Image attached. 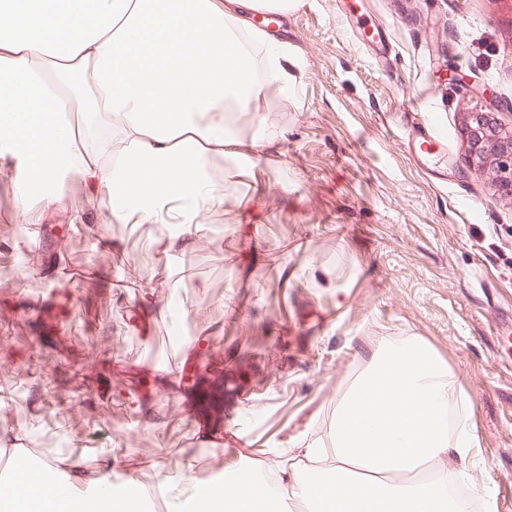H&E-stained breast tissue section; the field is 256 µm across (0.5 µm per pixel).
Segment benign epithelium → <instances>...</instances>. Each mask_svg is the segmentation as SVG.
Wrapping results in <instances>:
<instances>
[{
	"label": "benign epithelium",
	"instance_id": "7a95c632",
	"mask_svg": "<svg viewBox=\"0 0 512 512\" xmlns=\"http://www.w3.org/2000/svg\"><path fill=\"white\" fill-rule=\"evenodd\" d=\"M469 169L494 175L497 190L512 196V131L498 124L487 112H470L464 123Z\"/></svg>",
	"mask_w": 512,
	"mask_h": 512
}]
</instances>
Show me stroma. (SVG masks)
Masks as SVG:
<instances>
[{
    "instance_id": "obj_1",
    "label": "stroma",
    "mask_w": 512,
    "mask_h": 512,
    "mask_svg": "<svg viewBox=\"0 0 512 512\" xmlns=\"http://www.w3.org/2000/svg\"><path fill=\"white\" fill-rule=\"evenodd\" d=\"M297 0L275 33L300 63L296 90L268 102L284 138L256 166L231 167L224 205L205 211L193 279L155 288L154 226L110 224L103 241L82 228L99 224L109 200L80 174L66 201L42 210L40 187L27 202L15 192L13 161L0 157V388L25 376L14 417L42 415L29 448L54 454L75 441L86 458L111 449L134 463L144 489L160 474L195 462L196 481L220 470L237 477L231 449L241 442L224 421L243 423L265 470L272 447L300 432L327 435L336 402L387 341L418 337L434 348L469 399L452 408L476 436L466 460L440 471L465 472L455 500L474 512H512V352L497 326L512 320V198L465 162L464 113L494 102L512 128V0ZM382 29V44L360 41L361 24ZM470 88L452 82V75ZM488 96H481V89ZM429 117L447 155L417 161L405 133ZM76 279L48 285L46 265ZM293 270L290 282L278 276ZM153 291L146 311L153 347L124 319L130 298ZM186 305L184 333L211 327L225 377L250 357L246 386L225 391L216 408L180 402L185 385L164 388L140 364L167 355L159 313ZM225 435L223 447L199 442L200 425Z\"/></svg>"
}]
</instances>
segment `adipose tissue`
I'll return each instance as SVG.
<instances>
[{
  "label": "adipose tissue",
  "instance_id": "adipose-tissue-1",
  "mask_svg": "<svg viewBox=\"0 0 512 512\" xmlns=\"http://www.w3.org/2000/svg\"><path fill=\"white\" fill-rule=\"evenodd\" d=\"M296 0H0V155L52 185L43 210L65 200L80 173L113 204L107 224L158 229L157 280L169 287L175 263L194 246L205 210L222 206L212 157L246 163L281 140L264 108L291 94L297 60L254 28L259 11L288 14ZM92 71L98 94L80 104L103 116L81 135L60 120L63 97L42 81ZM252 116L249 138L236 113ZM465 397L455 377L421 342L389 344L336 407L327 443L299 434L300 467L276 463L277 490L253 479L227 482L220 512H458L441 478H416L424 464L465 458L466 423L448 426ZM54 456L44 474H63L69 494L35 486L0 498V512H72V497L108 478Z\"/></svg>",
  "mask_w": 512,
  "mask_h": 512
}]
</instances>
